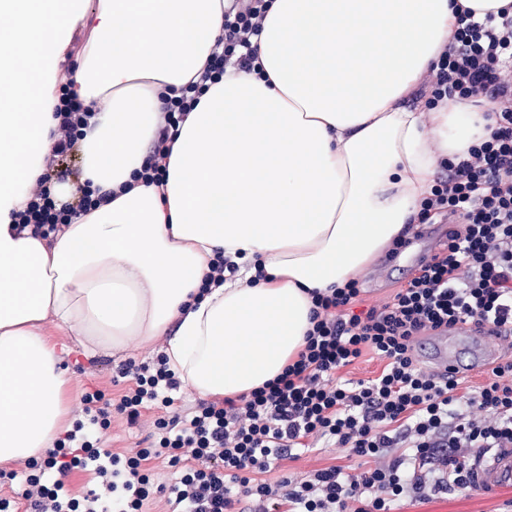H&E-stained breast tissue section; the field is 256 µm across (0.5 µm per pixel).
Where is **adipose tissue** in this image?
Masks as SVG:
<instances>
[{"instance_id":"obj_1","label":"adipose tissue","mask_w":512,"mask_h":512,"mask_svg":"<svg viewBox=\"0 0 512 512\" xmlns=\"http://www.w3.org/2000/svg\"><path fill=\"white\" fill-rule=\"evenodd\" d=\"M512 0H273L261 73L228 65L180 126L165 181L138 176L169 89L203 70L224 0H0V463L52 450L67 411L53 321L86 351L164 341L205 398L280 375L311 327L315 290L344 285L420 217L441 155L476 112L410 98L461 10ZM90 27L59 76L67 33ZM95 114L61 203L103 201L42 238L14 213L43 173L58 82ZM235 265L202 283L216 254Z\"/></svg>"}]
</instances>
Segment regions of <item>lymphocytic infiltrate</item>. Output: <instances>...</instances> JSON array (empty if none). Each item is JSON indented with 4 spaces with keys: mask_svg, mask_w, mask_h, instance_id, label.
I'll use <instances>...</instances> for the list:
<instances>
[{
    "mask_svg": "<svg viewBox=\"0 0 512 512\" xmlns=\"http://www.w3.org/2000/svg\"><path fill=\"white\" fill-rule=\"evenodd\" d=\"M272 0H231L224 34L204 70L167 97L151 155L139 175L162 183L170 145L189 112L229 62L250 70L252 40L263 29ZM428 108L487 98L489 136L465 156L440 162L422 223L444 224L448 238L386 302L359 309V280L312 294L313 326L297 358L273 381L247 395L202 399L173 411L179 381L165 357L121 371L132 384L117 401L85 393L83 418L58 437L46 456L26 462L22 493L28 512H143L171 491L181 512H397L404 501H425L451 490L479 491L478 455L512 448V358L474 390L462 376L421 366L415 344L458 325L512 346V11L484 21L461 12L454 34L438 50L420 82ZM57 137L17 230L58 232L71 215L57 209L50 187L62 178L59 161L78 152L91 113L61 93ZM382 363L366 380L337 375L365 354ZM156 410L154 432L130 454L100 446L113 414L136 422ZM358 459L357 471L333 465L304 479L268 480L276 461L318 441ZM178 469L171 488L154 484L152 464ZM91 470L108 495L71 497L66 476Z\"/></svg>",
    "mask_w": 512,
    "mask_h": 512,
    "instance_id": "f902f5d3",
    "label": "lymphocytic infiltrate"
}]
</instances>
